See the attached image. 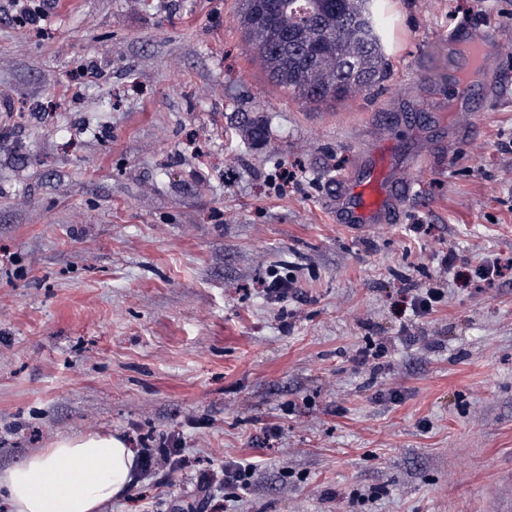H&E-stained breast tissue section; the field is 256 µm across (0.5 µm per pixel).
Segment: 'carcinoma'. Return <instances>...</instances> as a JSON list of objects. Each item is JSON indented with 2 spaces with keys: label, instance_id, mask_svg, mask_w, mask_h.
<instances>
[{
  "label": "carcinoma",
  "instance_id": "cac0c4a2",
  "mask_svg": "<svg viewBox=\"0 0 512 512\" xmlns=\"http://www.w3.org/2000/svg\"><path fill=\"white\" fill-rule=\"evenodd\" d=\"M268 78L296 99L344 102L383 84L391 62L376 0H239Z\"/></svg>",
  "mask_w": 512,
  "mask_h": 512
}]
</instances>
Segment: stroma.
Masks as SVG:
<instances>
[{
  "mask_svg": "<svg viewBox=\"0 0 512 512\" xmlns=\"http://www.w3.org/2000/svg\"><path fill=\"white\" fill-rule=\"evenodd\" d=\"M380 7L390 78L318 106L269 81L238 0H59L37 28L0 0V470L179 428L185 464L104 512H171L246 459L221 512H512V270L477 273L512 259V0ZM461 18L501 63L452 112ZM375 156L415 193L338 223ZM444 297L443 288L429 285L421 288L420 293L413 300L412 311L416 316L428 314L433 309V304L439 303ZM253 464L245 462H233L224 466L221 473L203 472L198 482L201 491L204 492L199 504L200 511H206L211 500L224 496L225 490L241 489L248 487V479L252 475ZM205 505L204 508H201Z\"/></svg>",
  "mask_w": 512,
  "mask_h": 512,
  "instance_id": "stroma-1",
  "label": "stroma"
}]
</instances>
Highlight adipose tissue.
I'll use <instances>...</instances> for the list:
<instances>
[{
	"label": "adipose tissue",
	"mask_w": 512,
	"mask_h": 512,
	"mask_svg": "<svg viewBox=\"0 0 512 512\" xmlns=\"http://www.w3.org/2000/svg\"><path fill=\"white\" fill-rule=\"evenodd\" d=\"M136 456L120 436H64L0 471V497L12 512H103L132 489Z\"/></svg>",
	"instance_id": "obj_1"
}]
</instances>
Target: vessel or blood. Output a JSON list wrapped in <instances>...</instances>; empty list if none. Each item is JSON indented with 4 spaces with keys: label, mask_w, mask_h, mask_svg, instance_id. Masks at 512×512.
I'll list each match as a JSON object with an SVG mask.
<instances>
[{
    "label": "vessel or blood",
    "mask_w": 512,
    "mask_h": 512,
    "mask_svg": "<svg viewBox=\"0 0 512 512\" xmlns=\"http://www.w3.org/2000/svg\"><path fill=\"white\" fill-rule=\"evenodd\" d=\"M451 43H464L465 53L472 60V66L457 83L455 96L466 100L472 86L476 84L487 60L499 54L497 44L489 42L477 34H470L466 40H459L456 31H449ZM340 193L336 199V219L344 224H382L392 202L390 185L386 171L380 164L367 168L364 175L355 181L340 180Z\"/></svg>",
    "instance_id": "b4317fda"
}]
</instances>
